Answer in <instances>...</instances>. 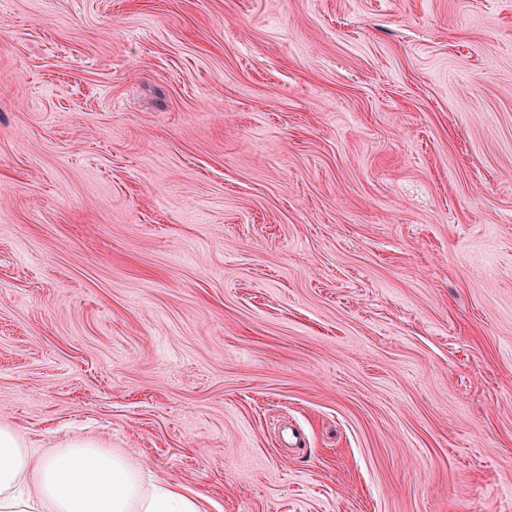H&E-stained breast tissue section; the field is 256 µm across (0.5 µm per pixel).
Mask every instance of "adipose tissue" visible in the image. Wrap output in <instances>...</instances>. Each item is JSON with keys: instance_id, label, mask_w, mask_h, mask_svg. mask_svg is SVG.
I'll list each match as a JSON object with an SVG mask.
<instances>
[{"instance_id": "ef3b65f1", "label": "adipose tissue", "mask_w": 512, "mask_h": 512, "mask_svg": "<svg viewBox=\"0 0 512 512\" xmlns=\"http://www.w3.org/2000/svg\"><path fill=\"white\" fill-rule=\"evenodd\" d=\"M0 512H207V499L94 441L38 453L0 423Z\"/></svg>"}]
</instances>
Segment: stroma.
Returning <instances> with one entry per match:
<instances>
[{
  "mask_svg": "<svg viewBox=\"0 0 512 512\" xmlns=\"http://www.w3.org/2000/svg\"><path fill=\"white\" fill-rule=\"evenodd\" d=\"M0 422L512 512V0H0Z\"/></svg>",
  "mask_w": 512,
  "mask_h": 512,
  "instance_id": "stroma-1",
  "label": "stroma"
}]
</instances>
